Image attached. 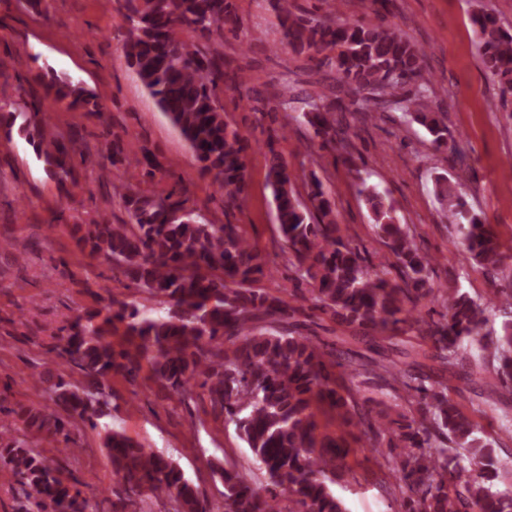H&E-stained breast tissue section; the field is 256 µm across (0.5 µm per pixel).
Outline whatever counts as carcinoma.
I'll list each match as a JSON object with an SVG mask.
<instances>
[{
    "label": "carcinoma",
    "mask_w": 512,
    "mask_h": 512,
    "mask_svg": "<svg viewBox=\"0 0 512 512\" xmlns=\"http://www.w3.org/2000/svg\"><path fill=\"white\" fill-rule=\"evenodd\" d=\"M280 21L285 45L305 54L332 75L341 97H308L306 123L334 149L349 127L338 112L390 115L425 127L437 146L448 145L447 114L433 106L437 89L423 77L424 46L377 21H341L335 3L323 0L325 15L307 16L290 0H268ZM127 24L122 53L128 67L192 151L198 173L224 191V209L240 207L246 192L243 154L247 139L224 120L216 89L224 77L220 55L182 37L186 31L210 38L236 23L231 0H106ZM486 72L502 93L512 92V32L485 9L472 16ZM43 97L67 110L82 109L98 121L97 96L71 76L37 73ZM414 90H409L410 84ZM41 97V98H43ZM34 104L0 107V126L17 131L32 147L45 173L59 185L80 168L112 175V195L128 221L98 216L71 226L78 251L104 257L114 275L158 299L154 314L115 294L61 328L58 356L81 371L73 385L51 372L35 384L52 404L7 410L0 430V468L16 494L37 512H87L89 501L44 463L16 432L64 431L80 418L103 432V447L115 473L133 495L149 494L172 503L173 512H209L195 486L174 460L131 440L108 423L105 390L114 377L136 381L148 367L155 381L181 397L200 380L213 412L231 423L266 472L255 487L239 470L218 467L224 483V512H346L332 485L346 472L348 450L318 440L315 410L327 405L372 441L379 468L394 479L401 512H512V491L493 487L499 468L493 440L472 413L448 393L447 377L471 388L483 383L512 392V289L480 305L455 289L430 282L434 257L422 251L392 203L365 181L358 183L380 238L394 262L373 271L361 252L340 234L330 193L316 172L272 155L267 184L278 231L288 248L294 291L272 294L256 284L265 264L237 224H215L193 203L177 178L169 189L145 192L121 178L135 168L153 179L166 176L160 153L148 147L130 153L117 133L95 149L76 137L57 134L50 116ZM307 185L312 208L295 194ZM438 195L448 203V223L479 267L498 269L506 255L497 235L468 208L461 178L439 177ZM309 286L306 307L296 291ZM429 297L448 313L438 321L413 313ZM329 313L350 330L331 343L299 332L305 309ZM507 316L501 334L481 342L489 317ZM120 337L119 342L112 337ZM492 349L484 372L466 366L465 345ZM374 384L407 403L408 413L372 416L363 391Z\"/></svg>",
    "instance_id": "carcinoma-1"
}]
</instances>
